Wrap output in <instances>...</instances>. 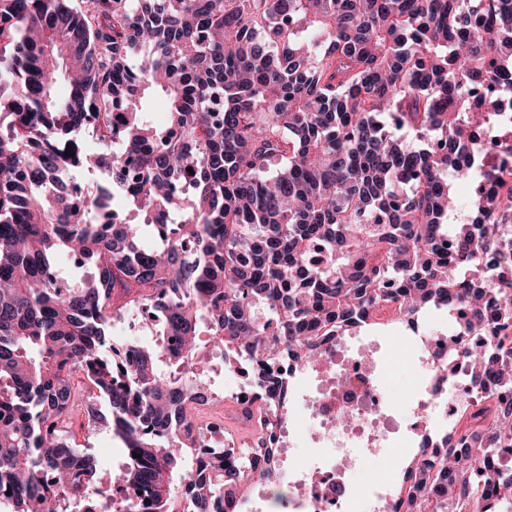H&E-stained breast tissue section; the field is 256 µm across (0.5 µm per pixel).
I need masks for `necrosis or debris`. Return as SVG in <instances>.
<instances>
[{
	"instance_id": "1",
	"label": "necrosis or debris",
	"mask_w": 512,
	"mask_h": 512,
	"mask_svg": "<svg viewBox=\"0 0 512 512\" xmlns=\"http://www.w3.org/2000/svg\"><path fill=\"white\" fill-rule=\"evenodd\" d=\"M498 95L501 112L476 134L483 165L480 177L468 185L472 193L491 191L492 175L512 168V87L499 86ZM453 340L474 344L482 336L421 321L399 332L397 343L416 356L410 364L414 387L397 401L388 386L396 356L368 369L366 345L350 336L337 340L340 360L331 373L306 371L290 358L275 361L272 373L288 413L267 415V432L275 442L262 465L282 472L288 487L282 512H379L399 473L389 468L372 484L356 487V472L400 456L429 434L432 422L455 421L461 406H486L485 381L471 376L463 358H449Z\"/></svg>"
}]
</instances>
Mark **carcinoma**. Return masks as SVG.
Returning a JSON list of instances; mask_svg holds the SVG:
<instances>
[{"mask_svg":"<svg viewBox=\"0 0 512 512\" xmlns=\"http://www.w3.org/2000/svg\"><path fill=\"white\" fill-rule=\"evenodd\" d=\"M503 80L512 0H0V503L226 512L273 484L249 459L271 438L201 457L214 374L248 361L260 423L268 362H330L382 303L489 332L467 366L511 392L512 250L482 217L512 210V170L469 223L456 192ZM89 168L112 191L56 177ZM63 255L91 269L64 289ZM140 306L151 339H116ZM82 385L128 459L111 488L60 428ZM469 420L420 448L401 512H512V402L476 447Z\"/></svg>","mask_w":512,"mask_h":512,"instance_id":"obj_1","label":"carcinoma"}]
</instances>
